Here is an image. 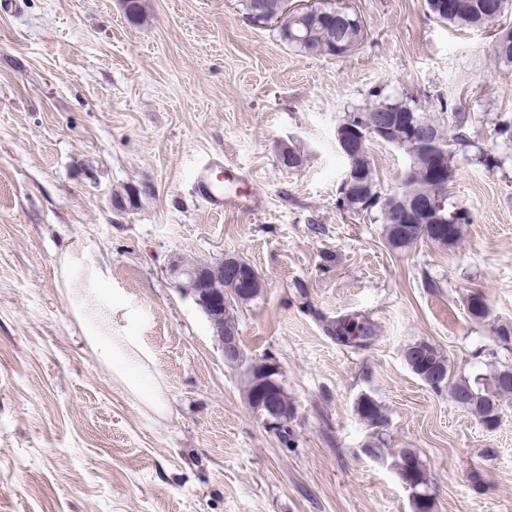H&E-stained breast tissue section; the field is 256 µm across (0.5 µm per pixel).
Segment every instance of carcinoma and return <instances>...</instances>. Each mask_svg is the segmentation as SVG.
Wrapping results in <instances>:
<instances>
[{
  "mask_svg": "<svg viewBox=\"0 0 512 512\" xmlns=\"http://www.w3.org/2000/svg\"><path fill=\"white\" fill-rule=\"evenodd\" d=\"M243 14L250 19L259 10H271L276 0H240ZM427 10L437 21L459 28H483L491 24L483 11L484 0H456V8L451 13L439 9L440 0H425ZM278 40L289 48L309 55L343 57L358 49L367 37L365 27L356 14L336 15L329 10L303 19L292 20L275 29ZM493 53L495 59L507 65L512 64V26H499L494 33ZM376 98L367 108L347 113L338 125L340 133L349 126L364 122L370 112H387L393 121L387 144L398 147L409 157L412 167L403 178L398 190L384 193L378 188L371 159L367 149L356 156H346L347 170L355 172L353 185H340V203L346 211L360 215L377 211L384 224L386 238L395 248H406L419 240L448 246L457 243L461 237L462 225L472 223L470 213L465 209L448 210V183L452 177L450 155L445 152L440 161H435L434 152L415 140L409 131V125L419 124L437 129L440 139L444 132L433 120L427 117L419 101L412 98H381L378 92H371ZM428 199L432 202L433 218L427 224L407 227L396 222L395 215L404 212V204L411 200ZM219 287L232 291L230 299L239 304L251 301L262 288V280L254 277L251 287L245 291L239 286L224 280ZM333 333L349 346L364 347L374 336V328L366 319L354 317L337 322ZM425 347L430 351L432 363L445 371L441 386L448 389L451 400L460 408L478 417L486 428H493L499 422L501 403L512 395V365L498 369L490 378L482 373H474L455 381L450 378L448 359L440 351L423 341L409 347L413 351ZM287 416L273 426L283 444H288L291 432L288 420L292 417V402L288 392L280 398ZM357 412L368 425H382L383 414L378 403L369 396H361L357 402ZM396 468L409 490L423 492L428 489V478L419 457L410 451L403 452L396 462Z\"/></svg>",
  "mask_w": 512,
  "mask_h": 512,
  "instance_id": "1",
  "label": "carcinoma"
}]
</instances>
